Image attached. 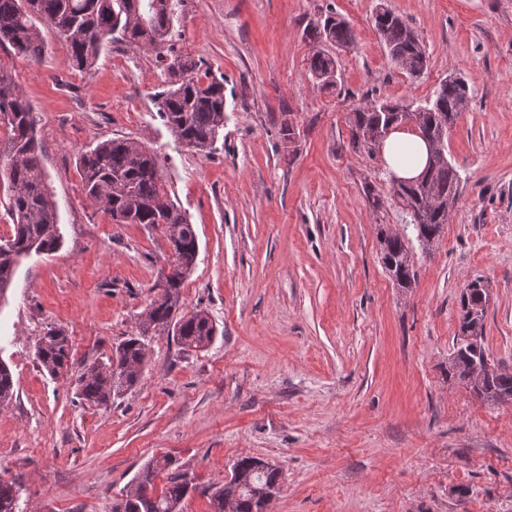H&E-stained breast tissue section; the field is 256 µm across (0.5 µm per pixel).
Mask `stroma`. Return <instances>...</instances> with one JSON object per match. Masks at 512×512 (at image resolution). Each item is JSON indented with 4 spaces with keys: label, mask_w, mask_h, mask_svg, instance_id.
<instances>
[{
    "label": "stroma",
    "mask_w": 512,
    "mask_h": 512,
    "mask_svg": "<svg viewBox=\"0 0 512 512\" xmlns=\"http://www.w3.org/2000/svg\"><path fill=\"white\" fill-rule=\"evenodd\" d=\"M383 8L419 34V77L390 61L374 27ZM329 11L355 35L336 51L334 90L311 75L306 37ZM178 13L163 53L117 40L87 72L41 20V63L0 49L34 109L63 236L23 259L0 296V361L15 382L0 407V477L22 483L17 512H111L163 457L195 486L182 512H210L206 488L244 457L282 469L267 512H512V403L448 376L460 296L477 277L485 353L512 371V0H180ZM175 55L224 79L211 153L178 141L152 100ZM451 75L469 87L448 133L462 192L426 248L380 156L353 148L350 113L380 97L419 105ZM115 138L157 154L195 225L180 310L208 311L218 334L197 351L168 331L148 337L140 382L96 406L80 400L79 375L134 331L171 262L163 228L114 223L83 192L79 155ZM385 231L413 257L410 289L382 264ZM50 328L71 348L57 377L36 357Z\"/></svg>",
    "instance_id": "obj_1"
}]
</instances>
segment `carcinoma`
Returning <instances> with one entry per match:
<instances>
[{
	"mask_svg": "<svg viewBox=\"0 0 512 512\" xmlns=\"http://www.w3.org/2000/svg\"><path fill=\"white\" fill-rule=\"evenodd\" d=\"M179 0H0V47L30 63H39L47 43L35 19L47 22L67 44L72 67L91 69L104 45L120 39L140 51L156 52L171 40L178 21ZM375 28L388 57L410 76L427 67L426 50L407 23L392 11L376 14ZM316 44L309 71L323 87L336 86L339 61L323 49L331 44L348 47L355 36L348 23L328 12L307 29ZM163 90L154 94L160 117L172 135L200 152L212 150L224 128V78L210 76L201 61L175 56L167 64ZM468 99V87L460 77L443 79L434 99L426 105L410 106L387 99L371 100L356 107L351 120L352 143L373 150L374 138L390 126L416 123L434 136L451 129ZM0 125L8 131L0 150V179L8 188L11 236L0 243V295L10 287L19 259L31 252L49 253L59 245L58 214L41 170V148L36 137L32 105L19 92L10 70L0 65ZM83 191L117 224H147L177 230L183 254L198 250L194 225L169 199L157 155L141 145L111 139L84 151L78 162ZM462 177L448 161L442 144L428 161L421 184H399L392 192L410 216L417 238L427 247L438 240L449 209L461 195ZM384 267L400 288L412 287L416 272L408 247L398 236L384 239ZM190 265L181 264L169 279V288L150 302L140 315L137 330L119 343L105 363L86 367L79 378L81 399L103 405L134 387L145 371L146 336L149 332L174 328L187 350L208 346L218 334L209 313L196 310L174 320L179 310L183 279ZM488 295L479 278L472 280L460 297V328L456 349L448 365V376L466 382L473 393L487 401L512 402V372L487 366L483 347ZM36 355L51 377L67 371L70 346L60 330H49L40 339ZM14 396L9 367L0 362V405ZM170 465L151 460L138 473L135 487L112 504V512H180L189 494L186 474H167L161 492L155 480ZM231 478L237 491L235 512H265L270 496L280 487L281 470L265 468L262 460L245 457L234 465ZM21 485L0 478V512H15Z\"/></svg>",
	"mask_w": 512,
	"mask_h": 512,
	"instance_id": "1",
	"label": "carcinoma"
}]
</instances>
